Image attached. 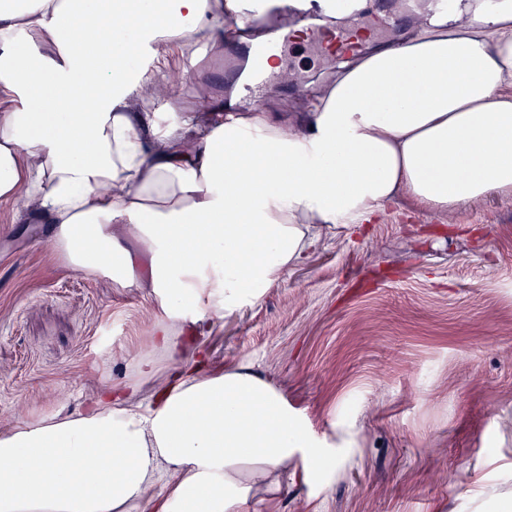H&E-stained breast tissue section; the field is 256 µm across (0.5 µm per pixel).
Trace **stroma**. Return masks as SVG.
Masks as SVG:
<instances>
[{
  "mask_svg": "<svg viewBox=\"0 0 512 512\" xmlns=\"http://www.w3.org/2000/svg\"><path fill=\"white\" fill-rule=\"evenodd\" d=\"M261 103L287 111L330 60L287 42ZM159 315L143 288L71 269L53 227L0 202V433L83 412L136 364ZM210 367L271 380L334 440L314 481L292 463L254 512H512V198L443 216L398 200L386 222L323 239L207 338Z\"/></svg>",
  "mask_w": 512,
  "mask_h": 512,
  "instance_id": "obj_1",
  "label": "stroma"
}]
</instances>
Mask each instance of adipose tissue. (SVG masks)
<instances>
[{
	"mask_svg": "<svg viewBox=\"0 0 512 512\" xmlns=\"http://www.w3.org/2000/svg\"><path fill=\"white\" fill-rule=\"evenodd\" d=\"M241 10L0 0V200L55 225L75 270L148 289L169 359L150 403L106 384L79 415L0 434V512H240L288 462L331 477L335 446L251 367L210 368L206 336L400 198L438 214L512 198V0H458L339 61L293 115L206 92L161 125L172 48L223 50Z\"/></svg>",
	"mask_w": 512,
	"mask_h": 512,
	"instance_id": "1",
	"label": "adipose tissue"
}]
</instances>
